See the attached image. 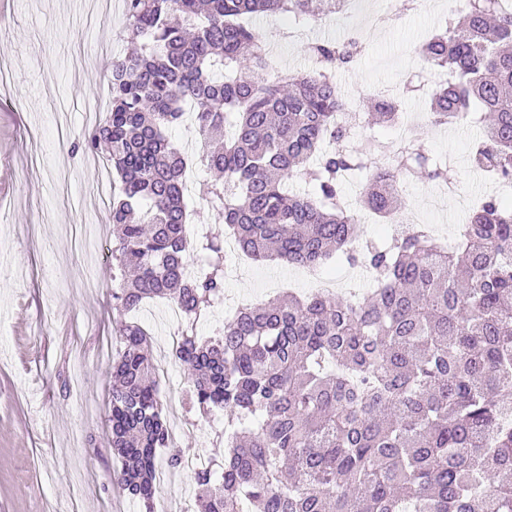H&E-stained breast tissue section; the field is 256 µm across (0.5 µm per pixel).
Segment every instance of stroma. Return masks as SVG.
<instances>
[{"instance_id":"stroma-1","label":"stroma","mask_w":512,"mask_h":512,"mask_svg":"<svg viewBox=\"0 0 512 512\" xmlns=\"http://www.w3.org/2000/svg\"><path fill=\"white\" fill-rule=\"evenodd\" d=\"M459 10L454 0H426L396 24L376 30L335 20L306 28L308 41L358 36L357 64L336 72L355 107L372 92L402 93V118L423 121L432 154L454 172L456 193L432 206L434 182L404 177L401 221L448 227L459 221L456 198L486 196L485 180L469 162L480 134L475 122L427 123L432 83L417 46ZM123 0H0V512H144L118 492V468L108 444V361L120 344L113 333L112 226L82 191L107 179L102 153L78 149L108 104L104 61L124 54ZM286 17H258L254 26L278 69L312 68L302 43L285 40ZM337 294L368 288L365 272L330 261L320 273L283 261L230 270L224 297L197 324L208 338L238 307L293 291L313 292L317 277ZM165 300L144 303L134 319L150 332L156 364L171 366L160 393L173 446L185 464L163 469L153 512H197L191 460L224 455L222 414L204 416L186 403L188 370L175 356L178 326Z\"/></svg>"}]
</instances>
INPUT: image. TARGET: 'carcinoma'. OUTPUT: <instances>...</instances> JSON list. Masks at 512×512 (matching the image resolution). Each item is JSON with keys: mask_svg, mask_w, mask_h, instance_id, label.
<instances>
[{"mask_svg": "<svg viewBox=\"0 0 512 512\" xmlns=\"http://www.w3.org/2000/svg\"><path fill=\"white\" fill-rule=\"evenodd\" d=\"M137 53L107 66L105 117L85 148H105L120 179L110 217L113 310L123 349L112 360L108 422L118 489L153 512L160 451L171 445L148 350L125 316L166 298L184 314L176 358L187 401L225 412L221 469L195 472L199 512H512V207L485 198L444 244L426 231L359 252L347 172H372L362 206L386 221L402 176L449 182L416 134L392 146L336 122L345 104L321 69L270 70L255 13L300 21L336 0H124ZM326 66L354 64L362 44H307ZM418 52L445 79L431 92L435 126L477 117L473 168L512 185V4L467 0ZM376 121L399 122L397 98L372 97ZM193 115L200 156L224 175L204 205L224 225L188 236V158L169 130ZM303 180L312 189L290 185ZM256 260L317 268L360 264L361 299L288 294L238 310L213 337L197 317L224 296V237ZM202 276L184 274L189 252Z\"/></svg>", "mask_w": 512, "mask_h": 512, "instance_id": "obj_1", "label": "carcinoma"}]
</instances>
